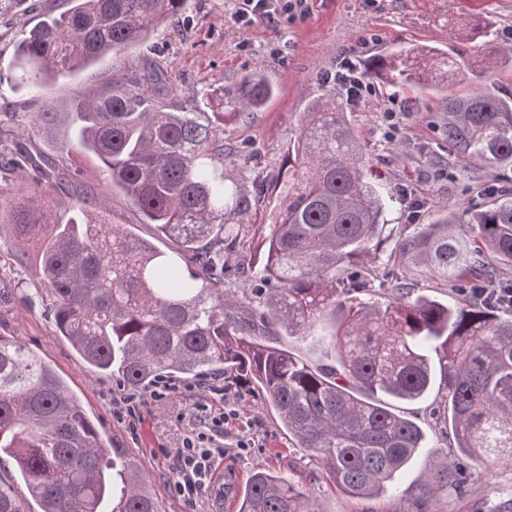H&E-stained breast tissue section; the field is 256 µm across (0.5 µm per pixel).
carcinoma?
Masks as SVG:
<instances>
[{"mask_svg": "<svg viewBox=\"0 0 512 512\" xmlns=\"http://www.w3.org/2000/svg\"><path fill=\"white\" fill-rule=\"evenodd\" d=\"M19 32L13 66L21 81L51 85L102 57L144 44L175 23L187 0H66ZM467 40L486 53L394 49L371 66L385 83L417 90L479 69L494 75L497 40L490 22L464 21ZM171 77L152 68L125 69L64 101L49 93L32 128H68L75 155L101 164L157 234L179 244L187 271L147 241L114 226L101 210L99 183L79 178L26 148L13 165L20 187L40 203L18 207L14 258L31 262L54 296L57 334L97 371L134 389L163 375L194 377L219 367L252 387L278 415L294 448L315 460L338 492L378 498L428 447L422 428L396 413L395 402H423L435 385L443 400L428 407L435 437L421 484L405 512H435L451 489L474 494V475L512 462V188L486 205L462 207L420 224L395 242L393 257L418 262L449 288L440 302L411 296L395 281L379 292L363 259L377 248L387 204L364 178L345 105L312 103L304 113L288 182L263 240L260 281L232 287L251 271L239 252L240 227L225 222L245 198L224 174L215 137L226 120L263 108L274 94L266 76L248 72L222 89L223 112H194L170 102ZM442 136L464 166L477 161L512 169V97L485 89L445 98ZM32 168L46 183L29 184ZM64 201L78 218L66 222ZM285 334L329 343L336 365H312L277 344ZM0 454L13 460L39 512H158L140 471L102 433L55 370L16 338L0 336ZM0 512H28L14 484L0 479ZM239 512H323L291 477L258 470Z\"/></svg>", "mask_w": 512, "mask_h": 512, "instance_id": "cac0c4a2", "label": "carcinoma"}]
</instances>
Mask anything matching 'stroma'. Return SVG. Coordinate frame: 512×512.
Returning <instances> with one entry per match:
<instances>
[{"label": "stroma", "mask_w": 512, "mask_h": 512, "mask_svg": "<svg viewBox=\"0 0 512 512\" xmlns=\"http://www.w3.org/2000/svg\"><path fill=\"white\" fill-rule=\"evenodd\" d=\"M63 0H14L11 11L0 16V115L15 103L30 102L37 88L21 82L9 66L14 54L15 31L32 26L42 14L62 6ZM241 0H187L178 22L163 28L143 47L112 55L78 76L59 79L52 86L57 98L73 89L91 87L111 72L159 63L176 88L177 106L197 112L219 109L220 88L235 83L246 72H264L276 93L266 106L225 126V148L234 153L227 170L238 180L252 206L230 216V223L246 226L242 239L254 269H261L262 240L269 236L280 198L272 193L276 178L284 177L301 114L323 97H339L325 73L349 52L363 60L391 49L455 45L452 24L471 15L489 17L498 43L512 49V0H311L309 13L289 20L280 13L275 24L263 21L243 26L238 18ZM368 44H360L361 36ZM376 95L350 110V119L362 147L367 176L391 197L381 244L369 258L370 265L388 272L412 288L414 295L439 301L448 291L429 280L421 266L391 260L398 237L407 234L411 221L430 223L442 209L482 206L490 188L504 178L500 172L479 166L461 168L440 126L444 120L442 95L415 89L401 90L375 80ZM398 99L407 111L395 139H386L382 112L389 99ZM423 201L418 217L409 213L410 199ZM105 212L113 224L153 241L167 257H177L174 242L156 236L152 225L120 192L104 189ZM16 182L0 173V336H12L33 349L70 386L101 430L108 447L135 460L156 499L160 512H238L239 501L253 471L269 469L293 474L325 512H394L399 501L392 495L377 499H349L321 476L319 465L301 449L292 447L276 413L263 406L248 387L225 380L213 369L189 378H175L182 397L148 402L136 427L112 413L119 396V380L87 365L55 330L52 299L31 269L13 261L10 224L20 202ZM213 408L225 397L239 399V416L224 427L223 481L208 487L195 506L177 497L170 485L171 464L163 449L178 448L187 433L180 415L191 408L193 396ZM252 438V448L236 446L240 435ZM476 501L469 504L453 496L437 499V512H500L512 500V464L491 469L476 484Z\"/></svg>", "instance_id": "obj_1"}]
</instances>
